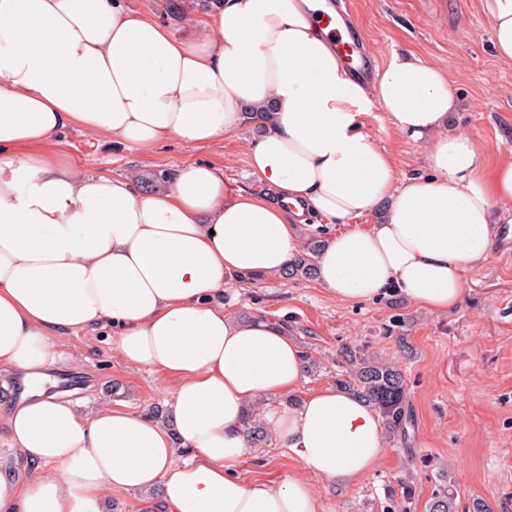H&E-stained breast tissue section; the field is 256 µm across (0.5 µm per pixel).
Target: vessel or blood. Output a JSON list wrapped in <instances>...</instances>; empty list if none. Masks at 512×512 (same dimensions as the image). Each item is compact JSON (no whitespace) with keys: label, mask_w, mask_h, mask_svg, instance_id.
<instances>
[{"label":"vessel or blood","mask_w":512,"mask_h":512,"mask_svg":"<svg viewBox=\"0 0 512 512\" xmlns=\"http://www.w3.org/2000/svg\"><path fill=\"white\" fill-rule=\"evenodd\" d=\"M317 15L323 26L328 28L333 48L337 56L344 59L351 75L358 80L372 78L376 62L366 53L363 41L340 0H328L325 8L318 10Z\"/></svg>","instance_id":"obj_1"}]
</instances>
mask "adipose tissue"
I'll return each instance as SVG.
<instances>
[{
  "label": "adipose tissue",
  "mask_w": 512,
  "mask_h": 512,
  "mask_svg": "<svg viewBox=\"0 0 512 512\" xmlns=\"http://www.w3.org/2000/svg\"><path fill=\"white\" fill-rule=\"evenodd\" d=\"M512 64V0H480ZM319 0H216L189 37L129 0H0V371L30 398L0 411L18 457L39 474L0 475V512H107L111 491L148 495V512H326L291 476L247 481L246 416L324 480L362 479L386 452L380 415L326 386L295 404L304 354L281 315L234 320L231 281L282 273L302 247L304 211L341 225L316 281L342 302L398 290L430 314L452 310L464 274L512 224V162L450 131L446 74L392 56L354 83L314 11ZM425 149L428 174L400 178L361 120L370 106ZM270 109L249 164L277 203L224 188L208 164L165 188L91 174L56 151L71 127L140 151L204 146ZM381 210L369 226L359 218ZM108 327L121 359L163 373L166 420L104 404L91 413L45 393L62 334ZM191 449L176 463L177 447Z\"/></svg>",
  "instance_id": "ef3b65f1"
}]
</instances>
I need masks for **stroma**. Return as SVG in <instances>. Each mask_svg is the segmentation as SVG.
<instances>
[{"mask_svg":"<svg viewBox=\"0 0 512 512\" xmlns=\"http://www.w3.org/2000/svg\"><path fill=\"white\" fill-rule=\"evenodd\" d=\"M364 44L379 68L392 52L412 53L448 74L457 108L453 131L469 135L490 164L512 162V65L492 47V33L479 0H348ZM170 32L188 31L189 0H130ZM364 128L395 160L400 177L426 173L424 149L397 132L391 116L371 108ZM253 124L211 145L168 141L149 152L73 128L60 152L90 172L142 179L174 176L193 163L213 165L230 192L270 198L248 163ZM225 310L247 320L265 310L283 312L288 331L306 356L303 392L335 384L340 350L349 346L371 361L394 363L407 381L411 422L386 440V453L360 482H324L275 448L257 447L258 460L245 478L280 481L298 476L321 495L327 512H428L438 486L454 495L455 512H512V258L491 253L465 274L459 305L432 315L392 292L372 302L331 299L315 279L273 275L225 291ZM55 368L77 379L71 390L81 410L100 398L148 416L164 411L168 382L158 372L127 366L112 347L108 329L65 334Z\"/></svg>","mask_w":512,"mask_h":512,"instance_id":"obj_1","label":"stroma"}]
</instances>
